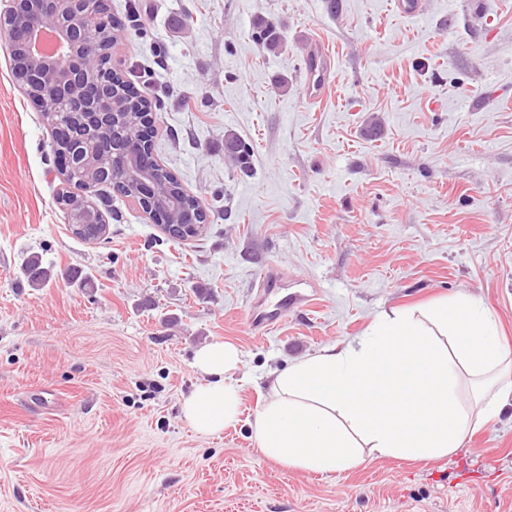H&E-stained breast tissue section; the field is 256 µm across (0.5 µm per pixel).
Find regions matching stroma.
<instances>
[{"mask_svg":"<svg viewBox=\"0 0 512 512\" xmlns=\"http://www.w3.org/2000/svg\"><path fill=\"white\" fill-rule=\"evenodd\" d=\"M132 3L112 63L161 101L160 161L216 207L175 241L118 195L105 242L73 236L50 129L0 52V512H512V405L446 457L330 476L263 458L251 426L257 380L385 312L465 293L512 346V0H426L418 20L392 0H109ZM315 41L333 70L312 103ZM273 267L310 304L258 335ZM216 339L241 352V415L207 436L181 401Z\"/></svg>","mask_w":512,"mask_h":512,"instance_id":"35a3bbf8","label":"stroma"}]
</instances>
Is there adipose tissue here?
Listing matches in <instances>:
<instances>
[{
    "label": "adipose tissue",
    "instance_id": "ef3b65f1",
    "mask_svg": "<svg viewBox=\"0 0 512 512\" xmlns=\"http://www.w3.org/2000/svg\"><path fill=\"white\" fill-rule=\"evenodd\" d=\"M240 363L228 342L195 350L202 381L182 415L197 432L238 422ZM511 366L495 315L466 294L394 311L363 336L272 373L253 424L259 451L320 474L356 466L366 450L413 461L448 456L512 400Z\"/></svg>",
    "mask_w": 512,
    "mask_h": 512
}]
</instances>
